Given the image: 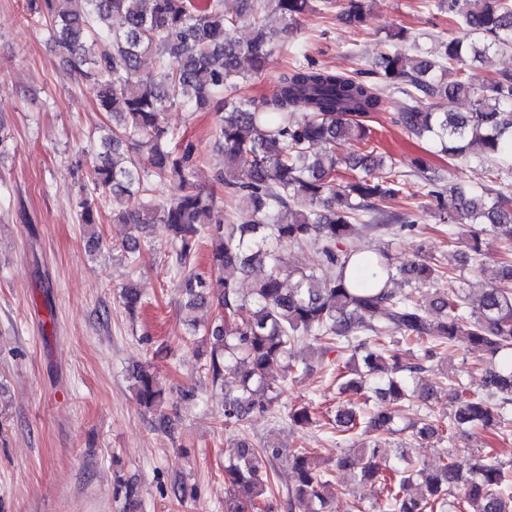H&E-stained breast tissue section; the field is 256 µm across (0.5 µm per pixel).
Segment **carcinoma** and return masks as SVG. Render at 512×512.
I'll return each instance as SVG.
<instances>
[{"label":"carcinoma","mask_w":512,"mask_h":512,"mask_svg":"<svg viewBox=\"0 0 512 512\" xmlns=\"http://www.w3.org/2000/svg\"><path fill=\"white\" fill-rule=\"evenodd\" d=\"M236 3L230 12L224 0H30V15L44 27L51 51L69 72L93 82L98 108L114 121L91 146L93 191L81 190L76 200L83 223H99L101 197L110 196L121 223L137 231L167 225L184 308L215 303L224 310L206 331L211 384L224 394V425L268 411L304 349L350 350L358 378L339 391L372 383L380 404L368 413L348 405L336 410V432L358 429L370 436L337 456V468L379 482L393 512H445L448 506L453 512H512V495L504 493L512 478L497 457L453 448L429 466L402 450L391 464L380 442L405 431L397 427L402 408L430 401L434 388L420 382V374L452 347L489 355V367L476 387L456 375L454 414L446 422L423 415L414 436L453 442L472 430L497 438L512 432V260L501 259L475 297L431 294L421 289L444 275L438 264L419 259L395 267L381 248L351 247L362 228L378 238L413 230L411 215L391 210L402 195L428 198L427 209L443 224L477 225L467 237L476 262L483 261V232L512 246V71L482 80L472 73L512 49V0H470L464 13L457 12L458 0H429L428 6L457 14L460 36L437 41L435 54L421 55L413 70L405 69L397 50L371 62L375 82L304 58L279 73L271 95L259 98L240 95V85L266 69L276 43L294 30L311 0ZM337 7L358 27L369 0H339ZM241 23L251 27V38L234 36ZM147 55L155 58L149 72L141 68ZM396 95L405 99L398 125L431 141L453 167L491 164L492 184L445 186L428 175L423 158L414 160L409 175L385 155L361 149L370 138L369 118ZM461 97L473 100L471 111L441 110V103ZM188 105L218 115L214 136L224 168L215 182L224 186L222 202L197 184L195 145L174 147L163 125L165 113ZM342 140L360 149L340 157ZM144 154L148 168L140 163ZM155 179L170 184V201L151 195ZM233 206L249 219L232 222ZM204 240L217 275L194 265ZM283 241L318 243L313 264L291 265L277 249ZM257 268L266 273L246 294L224 276L226 269L249 276ZM404 284L419 297L401 293ZM120 298L131 313L147 303L133 286ZM393 336L420 346L415 362L403 364L391 354L387 339ZM275 364L282 367L278 380L270 376ZM132 378L144 410L163 406L167 396L156 374L139 370ZM288 420L304 428L313 423V411L295 407ZM229 447L225 512H271L278 482L285 485L288 512H326L327 470L311 449L259 448L246 437ZM284 455L289 476L274 467Z\"/></svg>","instance_id":"cac0c4a2"}]
</instances>
